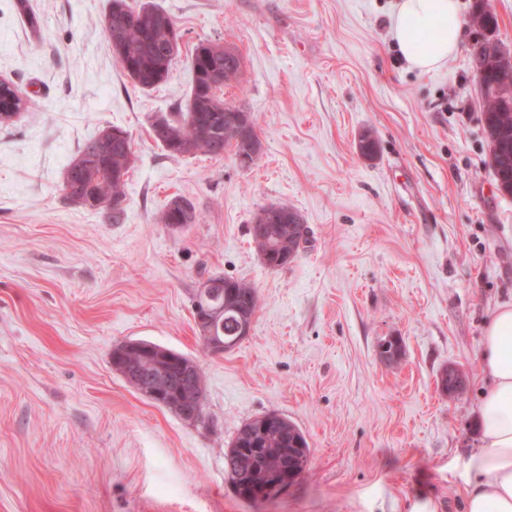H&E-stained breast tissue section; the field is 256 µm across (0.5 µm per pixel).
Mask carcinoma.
Returning <instances> with one entry per match:
<instances>
[{"mask_svg":"<svg viewBox=\"0 0 512 512\" xmlns=\"http://www.w3.org/2000/svg\"><path fill=\"white\" fill-rule=\"evenodd\" d=\"M481 29L498 30V19L485 0H476L471 14ZM102 31L106 41L120 49L119 63L131 81L143 91L152 90L167 81L171 68L181 53L182 35L176 22L164 11L149 4L134 6L129 0H108L103 15ZM495 49L488 43L476 42L471 56L474 68H483L485 76L478 83L484 108L486 134L490 141V167L494 173H512V100L506 102L488 94L487 87L495 84L512 90V69L493 68ZM192 74V86L185 106L169 113L164 138L156 139L172 157L184 156L190 146L194 154L213 158L224 156L226 149L261 154L262 142L257 128L243 131L230 117L243 108L224 100V87L240 81L243 66L241 56L224 54V43L209 39L193 46L187 56ZM25 100L8 81L0 82V114L20 115ZM105 130L86 141L71 158L64 170L63 183L68 191L65 199L72 205L100 213L119 224L125 210L117 213L106 208L114 199H125V186L130 167L128 151L112 147L104 136ZM186 209L172 214L165 209L159 216L161 224H202L204 216L190 199H184ZM287 245L266 253L264 245L257 251L264 263L282 268L280 260L286 251L300 253L307 241L299 224L285 225ZM221 288L197 289L194 305L200 315L210 318L211 338L224 343V350L234 348L240 341L241 322L256 315L259 306L257 289L237 279L221 275ZM163 355L148 356L130 349L126 362L146 365L157 382L173 392L183 389L186 379L204 384V373L191 357L163 348ZM181 406L188 413H197L189 423L206 422L205 404L198 403L197 394L181 395ZM310 448L300 427L288 417L268 412L243 423L229 448L224 452V472L239 498L262 500L288 489L304 473Z\"/></svg>","mask_w":512,"mask_h":512,"instance_id":"1","label":"carcinoma"}]
</instances>
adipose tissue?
Segmentation results:
<instances>
[{"instance_id": "obj_1", "label": "adipose tissue", "mask_w": 512, "mask_h": 512, "mask_svg": "<svg viewBox=\"0 0 512 512\" xmlns=\"http://www.w3.org/2000/svg\"><path fill=\"white\" fill-rule=\"evenodd\" d=\"M459 0H398L390 35L407 67H444L462 42ZM480 362L488 380L477 410L480 446L468 461L464 512H512V304L499 305L484 328Z\"/></svg>"}]
</instances>
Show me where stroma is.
<instances>
[{
    "mask_svg": "<svg viewBox=\"0 0 512 512\" xmlns=\"http://www.w3.org/2000/svg\"><path fill=\"white\" fill-rule=\"evenodd\" d=\"M152 2L184 50H239L243 80L224 98L252 114L262 153L248 168L229 151L169 156L150 123L185 105L187 61L135 87L102 35L107 0H0V79L28 100L0 125V512H408L427 499L463 512L483 327L512 302V196L489 166L475 0H461L457 54L430 73L408 70L389 36L395 0ZM108 125L137 157L120 224L63 192L70 158ZM364 131L371 160L356 148ZM177 195L205 223H159ZM268 204L309 230L278 269L249 234ZM213 274L259 295L249 335L218 356L192 307ZM393 337L404 355L388 363L378 345ZM129 341L198 361L206 423L128 386L111 356ZM451 366L466 377L452 395ZM271 411L302 429L310 456L256 506L233 493L224 453Z\"/></svg>",
    "mask_w": 512,
    "mask_h": 512,
    "instance_id": "stroma-1",
    "label": "stroma"
}]
</instances>
